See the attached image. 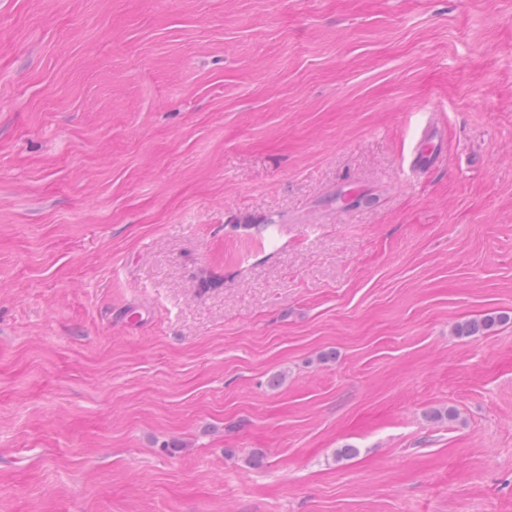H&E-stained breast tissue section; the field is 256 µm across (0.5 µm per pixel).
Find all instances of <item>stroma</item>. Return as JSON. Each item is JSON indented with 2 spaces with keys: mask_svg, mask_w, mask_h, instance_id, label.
<instances>
[{
  "mask_svg": "<svg viewBox=\"0 0 512 512\" xmlns=\"http://www.w3.org/2000/svg\"><path fill=\"white\" fill-rule=\"evenodd\" d=\"M0 512H512V0H0Z\"/></svg>",
  "mask_w": 512,
  "mask_h": 512,
  "instance_id": "obj_1",
  "label": "stroma"
}]
</instances>
